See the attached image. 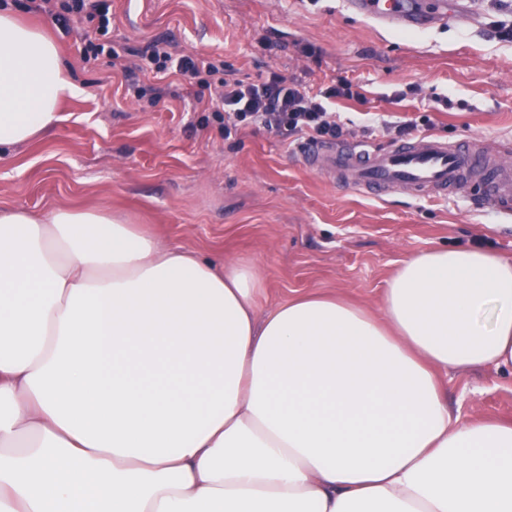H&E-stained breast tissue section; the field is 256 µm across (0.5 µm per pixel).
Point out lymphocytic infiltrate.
<instances>
[{
	"mask_svg": "<svg viewBox=\"0 0 512 512\" xmlns=\"http://www.w3.org/2000/svg\"><path fill=\"white\" fill-rule=\"evenodd\" d=\"M30 11L53 14L65 27L81 28L88 41L84 61L105 55L113 67L125 74L150 70L194 82L201 75L217 72V65L206 57L178 52L170 45L154 42L139 51L137 61L121 57L111 43L105 42L112 25L109 0H30ZM350 81L342 79L319 94L309 95L301 84L274 73L257 83L221 80L214 85L206 106L222 120L225 137L239 129L304 136L311 140L336 141L344 131L337 123L332 107L340 99H359Z\"/></svg>",
	"mask_w": 512,
	"mask_h": 512,
	"instance_id": "lymphocytic-infiltrate-1",
	"label": "lymphocytic infiltrate"
}]
</instances>
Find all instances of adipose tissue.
Returning a JSON list of instances; mask_svg holds the SVG:
<instances>
[{
    "label": "adipose tissue",
    "mask_w": 512,
    "mask_h": 512,
    "mask_svg": "<svg viewBox=\"0 0 512 512\" xmlns=\"http://www.w3.org/2000/svg\"><path fill=\"white\" fill-rule=\"evenodd\" d=\"M81 92L0 12V151ZM260 277L100 209L0 210V512H512V420L438 373L512 370V258L439 247L379 313H255Z\"/></svg>",
    "instance_id": "ef3b65f1"
}]
</instances>
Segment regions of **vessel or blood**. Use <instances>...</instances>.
<instances>
[{"label":"vessel or blood","instance_id":"vessel-or-blood-1","mask_svg":"<svg viewBox=\"0 0 512 512\" xmlns=\"http://www.w3.org/2000/svg\"><path fill=\"white\" fill-rule=\"evenodd\" d=\"M347 7L389 27L424 29L436 19L427 0H348ZM300 154L311 169L375 195L399 189L423 200H437L465 183L478 182L484 187V201L499 216L512 219V163L492 158L474 145L454 146L422 137L383 151L309 142Z\"/></svg>","mask_w":512,"mask_h":512}]
</instances>
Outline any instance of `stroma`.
<instances>
[{
  "label": "stroma",
  "instance_id": "obj_1",
  "mask_svg": "<svg viewBox=\"0 0 512 512\" xmlns=\"http://www.w3.org/2000/svg\"><path fill=\"white\" fill-rule=\"evenodd\" d=\"M24 5L12 8L54 36L83 92L63 102L53 130L0 153L1 210L105 209L215 264L253 265L261 314L313 293L379 310L397 267L436 247L481 245L512 257V222L479 205L476 186L434 201L365 196L309 170L296 138L244 129L228 139L217 122L201 124L204 84L127 80L104 55L85 64L79 35ZM510 20L491 0H469L466 15L417 31L356 17L345 0H112L108 38L118 50L171 41L219 62L227 80L275 71L314 93L347 78L363 95L334 108L347 144L388 148L398 140L388 122L428 119L431 135L476 139L512 160V41L494 29ZM142 85L156 88L158 105L137 98ZM441 379L463 419L512 417L511 372Z\"/></svg>",
  "mask_w": 512,
  "mask_h": 512
}]
</instances>
